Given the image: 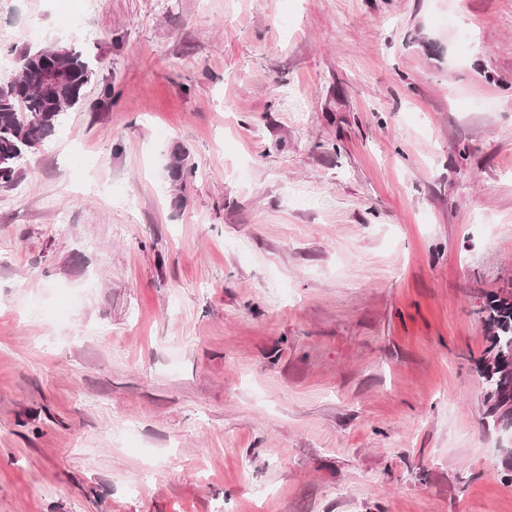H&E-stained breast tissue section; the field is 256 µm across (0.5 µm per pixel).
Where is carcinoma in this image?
<instances>
[{"label":"carcinoma","mask_w":512,"mask_h":512,"mask_svg":"<svg viewBox=\"0 0 512 512\" xmlns=\"http://www.w3.org/2000/svg\"><path fill=\"white\" fill-rule=\"evenodd\" d=\"M46 61L69 74V81L52 93L32 85L33 75ZM94 75L93 62L71 47L28 49L20 55L13 75L0 80V185L17 182L21 160L62 126ZM168 169L173 183L185 188L192 170L184 156L171 155ZM482 311L487 313L490 336L476 371L485 392L487 417L495 426L512 428V291L488 297Z\"/></svg>","instance_id":"obj_1"}]
</instances>
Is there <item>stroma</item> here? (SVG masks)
I'll use <instances>...</instances> for the list:
<instances>
[{
	"label": "stroma",
	"mask_w": 512,
	"mask_h": 512,
	"mask_svg": "<svg viewBox=\"0 0 512 512\" xmlns=\"http://www.w3.org/2000/svg\"><path fill=\"white\" fill-rule=\"evenodd\" d=\"M44 46L98 68L0 185V512H512V0H0ZM481 312H487L490 336L484 356L477 362L487 417L494 426L512 428V291L489 296Z\"/></svg>",
	"instance_id": "obj_1"
}]
</instances>
